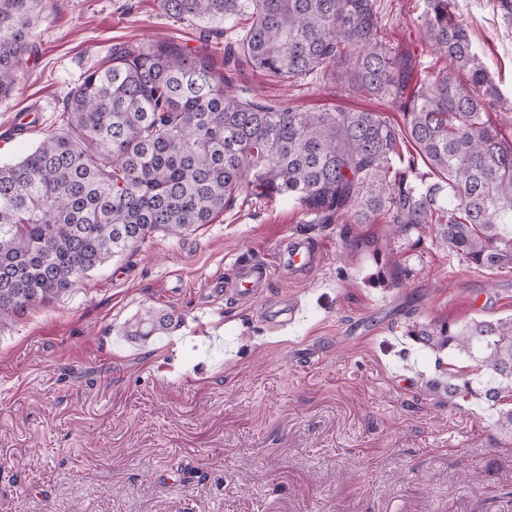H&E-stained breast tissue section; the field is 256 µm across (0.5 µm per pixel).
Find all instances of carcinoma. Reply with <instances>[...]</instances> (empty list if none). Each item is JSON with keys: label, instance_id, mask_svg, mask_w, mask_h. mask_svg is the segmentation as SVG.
I'll return each instance as SVG.
<instances>
[{"label": "carcinoma", "instance_id": "obj_1", "mask_svg": "<svg viewBox=\"0 0 512 512\" xmlns=\"http://www.w3.org/2000/svg\"><path fill=\"white\" fill-rule=\"evenodd\" d=\"M42 0H0V97L24 76ZM377 0H157L165 16L219 38L221 64L166 40L114 43L64 105L67 134L0 165V321L71 293L156 229L210 224L239 199L288 197L304 223L373 224L392 234L434 225L477 269L512 268V140L490 120L512 112L456 20L455 0H425L422 40L441 67L387 40ZM245 67L294 86L324 79L348 97L402 111L311 112L234 90ZM408 139L427 168L404 158ZM177 317L148 307L125 323L132 341L162 336ZM405 334L433 353L450 398L498 407L512 435V317L414 321Z\"/></svg>", "mask_w": 512, "mask_h": 512}]
</instances>
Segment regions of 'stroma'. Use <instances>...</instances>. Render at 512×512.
<instances>
[{
	"mask_svg": "<svg viewBox=\"0 0 512 512\" xmlns=\"http://www.w3.org/2000/svg\"><path fill=\"white\" fill-rule=\"evenodd\" d=\"M392 43L421 42L423 0H377ZM475 52L512 98V16L504 0H456ZM198 46L195 27L156 0H46L26 76L0 99V163L64 131L63 102L115 42ZM236 85L304 110L380 109L308 80ZM38 125L10 138L18 113ZM302 233L322 259L302 278L278 267L239 299L234 261H276ZM224 280L213 288L212 278ZM298 301L291 328L267 312ZM148 307L181 319L133 342ZM512 315V269L479 270L435 229L305 224L291 199L226 208L180 236L158 230L71 293L0 325V512H512V436L488 405L429 388L434 354L414 320Z\"/></svg>",
	"mask_w": 512,
	"mask_h": 512,
	"instance_id": "obj_1",
	"label": "stroma"
}]
</instances>
